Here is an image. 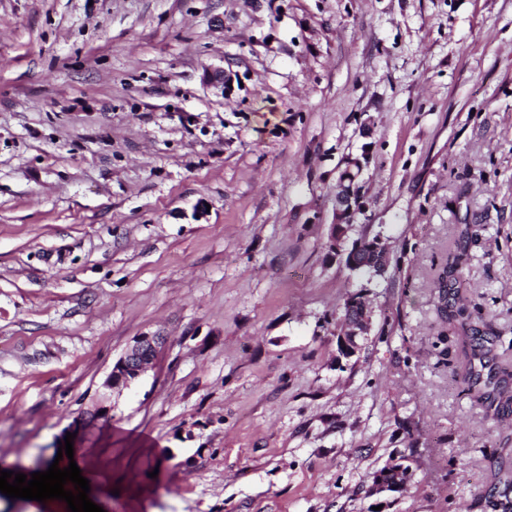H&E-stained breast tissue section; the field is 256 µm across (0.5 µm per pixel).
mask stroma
<instances>
[{
	"label": "stroma",
	"instance_id": "1",
	"mask_svg": "<svg viewBox=\"0 0 512 512\" xmlns=\"http://www.w3.org/2000/svg\"><path fill=\"white\" fill-rule=\"evenodd\" d=\"M365 144L342 246L381 235L371 278L329 247ZM459 243L512 372V0H0V470L70 433L106 512H492L512 407L440 339ZM394 459L411 483L369 495ZM352 159L353 158L348 157L344 161L343 168L340 169L338 177H337L336 188H337V184L340 180H346V185L352 186V188L355 192L356 200L360 202V205L355 210L354 214L355 213L362 214V213H364L366 203L364 201V195H363V193H361V190H362V185H360L361 177H358L355 179V177L358 174V170L356 167L351 165ZM435 288L440 302L439 315L445 324H451L464 315L466 306L458 305L456 302L462 288L458 256H454L452 261H448V265L442 267L436 274ZM449 295L454 297L453 302H449ZM368 321L367 308L361 306L356 316H352L347 330L337 336L338 351L343 357H351L360 349L359 339L368 330ZM166 342L164 336L144 333L134 340V344L112 366L103 387L110 393L120 395L139 380L149 365L156 359Z\"/></svg>",
	"mask_w": 512,
	"mask_h": 512
}]
</instances>
